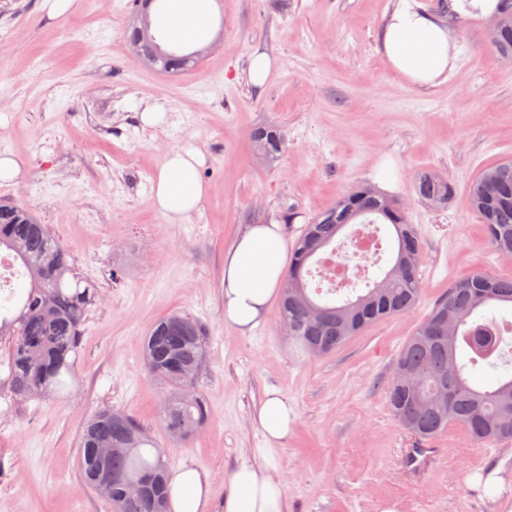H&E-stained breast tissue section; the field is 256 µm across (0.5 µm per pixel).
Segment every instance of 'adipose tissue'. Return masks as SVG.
<instances>
[{
	"label": "adipose tissue",
	"mask_w": 512,
	"mask_h": 512,
	"mask_svg": "<svg viewBox=\"0 0 512 512\" xmlns=\"http://www.w3.org/2000/svg\"><path fill=\"white\" fill-rule=\"evenodd\" d=\"M214 0H165L156 23L199 46L214 36ZM387 61L415 86L447 78L458 60L450 31L428 16L417 0H398L379 34ZM205 162L197 149H173L153 188L154 204L169 223L189 220L208 193L198 176ZM287 242L280 224H251L224 254V319L241 333L265 323L281 292ZM295 409L278 390H268L252 419L267 443L287 441ZM224 512H285V486L275 467L242 463L232 473ZM210 481L206 472L183 465L170 481L172 512H205Z\"/></svg>",
	"instance_id": "ef3b65f1"
}]
</instances>
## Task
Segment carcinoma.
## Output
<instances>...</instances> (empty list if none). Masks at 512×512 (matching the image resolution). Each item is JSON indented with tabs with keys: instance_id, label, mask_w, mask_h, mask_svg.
I'll list each match as a JSON object with an SVG mask.
<instances>
[{
	"instance_id": "carcinoma-1",
	"label": "carcinoma",
	"mask_w": 512,
	"mask_h": 512,
	"mask_svg": "<svg viewBox=\"0 0 512 512\" xmlns=\"http://www.w3.org/2000/svg\"><path fill=\"white\" fill-rule=\"evenodd\" d=\"M499 25L489 41L512 57V0H498L493 11ZM140 41L144 66L176 74L201 61L200 53L173 39L165 46L145 15L132 19L126 39ZM259 158L273 164L286 150L275 128L253 133ZM418 199L434 209L448 207L453 187L447 180L423 174L415 182ZM470 201L484 222L485 235L497 254L512 255V160L484 169L470 184ZM373 216L392 226L395 252L381 278H367L362 292L350 289L341 299L319 300L306 275L314 258L349 224ZM10 251L26 268L28 289L16 296L15 312L0 313V337L9 336L11 387L19 396H48L74 377L80 325L98 290L76 271L67 248L23 203L0 199V252ZM422 252L417 230L406 208L372 185L343 196L322 213L296 241L281 291L278 316L295 349L306 358L329 354L377 321L410 311L418 302V269ZM489 306L512 309V279L476 272L454 280L434 303L413 336L402 346L396 366L421 375L422 397L391 380L389 410L418 443L430 442L450 427L476 442L512 440V375L478 387L469 382L468 366L493 355L503 357L506 342L500 326L512 319H486ZM206 359L205 333L194 319L179 313L158 320L145 337L146 370L169 387L162 422L170 435L188 441L207 420V407L195 392V378ZM79 470L87 484L112 504V512H167L170 474L153 439L130 417L110 408L98 410L80 435ZM144 480L146 500L126 498L125 482Z\"/></svg>"
}]
</instances>
